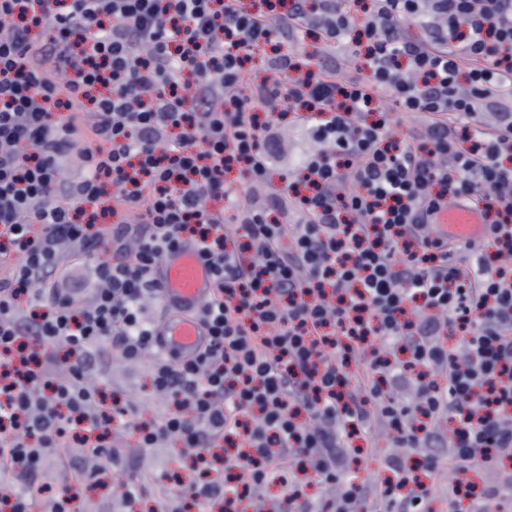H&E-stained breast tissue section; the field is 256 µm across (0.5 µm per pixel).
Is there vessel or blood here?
<instances>
[{"mask_svg": "<svg viewBox=\"0 0 512 512\" xmlns=\"http://www.w3.org/2000/svg\"><path fill=\"white\" fill-rule=\"evenodd\" d=\"M437 236L456 244H469L485 233L481 206L462 201L443 207L430 218ZM162 301L167 310L160 326L165 350L184 360L195 358L208 340L196 315L212 291V278L195 245H183L168 254L159 267Z\"/></svg>", "mask_w": 512, "mask_h": 512, "instance_id": "vessel-or-blood-1", "label": "vessel or blood"}]
</instances>
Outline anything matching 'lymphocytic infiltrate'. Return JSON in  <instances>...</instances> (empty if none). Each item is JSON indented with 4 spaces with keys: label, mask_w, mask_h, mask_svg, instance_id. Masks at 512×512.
Listing matches in <instances>:
<instances>
[{
    "label": "lymphocytic infiltrate",
    "mask_w": 512,
    "mask_h": 512,
    "mask_svg": "<svg viewBox=\"0 0 512 512\" xmlns=\"http://www.w3.org/2000/svg\"><path fill=\"white\" fill-rule=\"evenodd\" d=\"M363 14L0 0L1 508L71 512L108 473L121 512H486L512 493V112L480 120L512 92V0ZM339 44L360 76L337 74ZM284 126L318 149L277 189ZM462 199L493 216L459 260L422 214ZM186 242L213 279L189 361L157 335L156 270ZM68 257L90 262L86 301ZM116 356L149 362L161 409L103 378ZM373 421L416 463L387 458L371 488Z\"/></svg>",
    "instance_id": "1"
}]
</instances>
